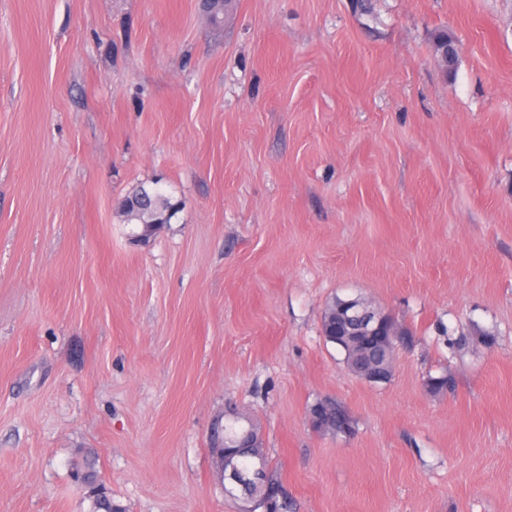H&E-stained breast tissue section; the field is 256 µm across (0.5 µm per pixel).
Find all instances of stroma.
<instances>
[{
	"label": "stroma",
	"mask_w": 512,
	"mask_h": 512,
	"mask_svg": "<svg viewBox=\"0 0 512 512\" xmlns=\"http://www.w3.org/2000/svg\"><path fill=\"white\" fill-rule=\"evenodd\" d=\"M336 297L412 332L388 383ZM230 404L293 512H512V0H0V512H93L91 455L120 512H239ZM176 211L177 204L170 195L158 187L142 185L129 192L120 207L124 224H140L144 234L156 224H167ZM343 301V298L336 297L325 309L323 316V332L325 334V340L336 345L344 354V363L347 369L353 373L351 369V359L354 356H361L368 362L375 363L377 366L382 367V347L381 345L361 340L359 342L350 343L349 350L342 348L338 345L341 342L340 337L336 336V306ZM354 374V373H353ZM310 411L319 418L315 422L316 429L330 432L336 436H345V429H347L349 435L352 434L353 429L349 428V425L352 427V421L347 411L336 400L332 398L317 400L311 406ZM312 414L310 413L308 418L311 424H313L314 417Z\"/></svg>",
	"instance_id": "35a3bbf8"
}]
</instances>
